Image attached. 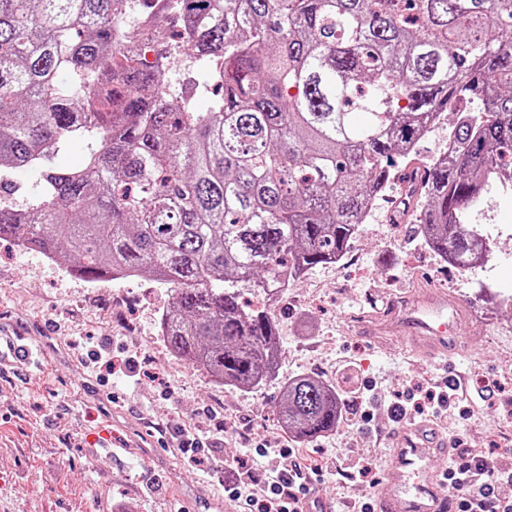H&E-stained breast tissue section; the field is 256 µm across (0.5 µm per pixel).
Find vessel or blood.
<instances>
[{
	"label": "vessel or blood",
	"instance_id": "obj_1",
	"mask_svg": "<svg viewBox=\"0 0 512 512\" xmlns=\"http://www.w3.org/2000/svg\"><path fill=\"white\" fill-rule=\"evenodd\" d=\"M463 308L447 292L419 289L411 303L394 308L386 319L365 322L368 335L376 336L391 327L404 331L413 350L433 356H446L453 334L463 326ZM113 430L121 437L119 451L153 457V439L144 423L113 418ZM451 449L447 438L427 422L402 424L387 452L386 467L391 481L376 491L377 512H447L448 477L437 460L447 458Z\"/></svg>",
	"mask_w": 512,
	"mask_h": 512
}]
</instances>
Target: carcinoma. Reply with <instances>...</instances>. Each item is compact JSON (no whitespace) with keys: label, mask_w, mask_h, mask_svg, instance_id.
I'll list each match as a JSON object with an SVG mask.
<instances>
[{"label":"carcinoma","mask_w":512,"mask_h":512,"mask_svg":"<svg viewBox=\"0 0 512 512\" xmlns=\"http://www.w3.org/2000/svg\"><path fill=\"white\" fill-rule=\"evenodd\" d=\"M148 2L0 0V173L101 134L82 168L43 169L24 212L0 204V238L63 253L91 282L171 286L169 351L246 389L281 350L239 285L274 295L341 260L398 172L428 248L466 270L490 256L465 215L512 181V0H168L224 89L209 112L168 99L159 66L127 53L117 20ZM450 114V156L415 172L414 146ZM341 413L313 375L283 386L278 421L301 441Z\"/></svg>","instance_id":"carcinoma-1"}]
</instances>
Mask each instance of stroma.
<instances>
[{
	"instance_id": "1",
	"label": "stroma",
	"mask_w": 512,
	"mask_h": 512,
	"mask_svg": "<svg viewBox=\"0 0 512 512\" xmlns=\"http://www.w3.org/2000/svg\"><path fill=\"white\" fill-rule=\"evenodd\" d=\"M124 24L138 33L131 53L163 62L167 94L191 111L212 109L208 74L184 63L175 26L142 27L135 12ZM403 199L391 186L348 257L317 266L271 304L279 372L250 390L215 383L171 355L159 326L171 288L144 277L87 282L0 240V321L49 330L35 362L0 355V512H172L201 480L223 496L225 482L252 465L253 448L298 445L277 412L285 381L300 374L345 401L346 420L303 445L332 463L312 477L313 495L329 503L386 479L385 451L372 439L393 422L383 409L361 417L372 386L391 398L443 374L472 375L469 416L449 410L441 431L473 452L512 456V187L493 185L468 211L493 247L487 263L464 273L422 242L411 217L394 220ZM423 286L453 293L468 312L458 350L441 366L410 353L402 336L381 345L356 328ZM99 347L120 359L102 380L88 367ZM116 407L166 432L165 465L96 450ZM185 433L209 438L192 460L175 451Z\"/></svg>"
}]
</instances>
